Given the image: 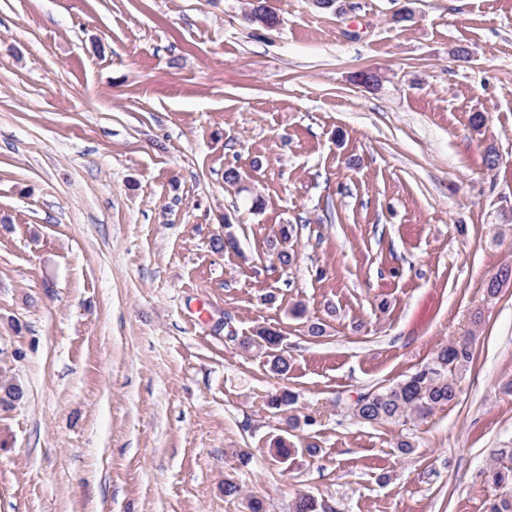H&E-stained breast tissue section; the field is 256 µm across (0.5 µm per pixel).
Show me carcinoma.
<instances>
[{
  "label": "carcinoma",
  "instance_id": "obj_1",
  "mask_svg": "<svg viewBox=\"0 0 512 512\" xmlns=\"http://www.w3.org/2000/svg\"><path fill=\"white\" fill-rule=\"evenodd\" d=\"M245 20L251 25L274 28L278 16L265 6V0H251ZM512 282V265L505 264L489 279L486 292L490 296ZM280 334L267 327L241 342L242 348L271 350L268 354L270 370L285 375L290 369L288 357L274 354L280 344ZM472 360V351L466 341H454L440 346L424 368L411 374L397 385L359 395L354 403V415L367 424L399 422L409 416H424L432 409L452 402L457 396L455 375ZM484 481L499 490L489 502L488 512H512V467L493 465L484 472ZM292 512H322L320 502L311 495H302L292 504Z\"/></svg>",
  "mask_w": 512,
  "mask_h": 512
}]
</instances>
